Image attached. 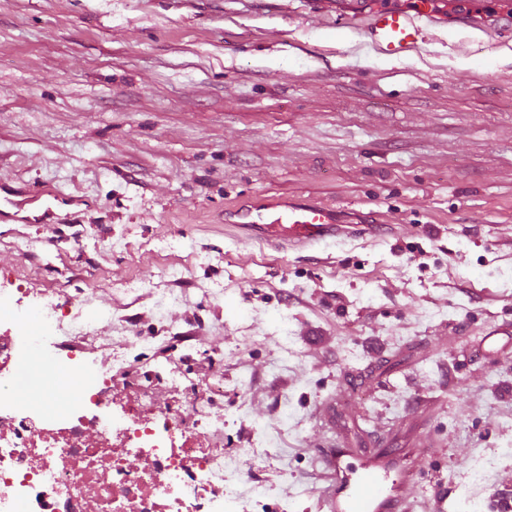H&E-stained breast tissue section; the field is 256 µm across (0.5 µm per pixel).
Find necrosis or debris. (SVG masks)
<instances>
[{"instance_id": "4bbe7bcc", "label": "necrosis or debris", "mask_w": 512, "mask_h": 512, "mask_svg": "<svg viewBox=\"0 0 512 512\" xmlns=\"http://www.w3.org/2000/svg\"><path fill=\"white\" fill-rule=\"evenodd\" d=\"M28 288H0V512H251L269 486L244 477L239 455L205 454L198 445L222 433L215 406L221 384L193 389L179 372L168 391L197 407L175 415L151 389H142L117 435L99 427L112 405V377L90 367L77 344L91 323L67 303L42 304L24 315ZM67 331L71 342L48 351L40 370H28L32 343ZM81 367L73 390L59 374ZM158 418H142L144 409ZM141 461L130 469L129 458Z\"/></svg>"}]
</instances>
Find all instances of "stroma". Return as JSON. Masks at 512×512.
<instances>
[{
	"mask_svg": "<svg viewBox=\"0 0 512 512\" xmlns=\"http://www.w3.org/2000/svg\"><path fill=\"white\" fill-rule=\"evenodd\" d=\"M481 3L388 57L379 0H0V177L79 201L0 221V282L109 312L80 344L114 415L223 378L205 447L244 449L256 512H318L294 490L339 448L423 449L418 512L512 495V6ZM268 200L342 234L234 227Z\"/></svg>",
	"mask_w": 512,
	"mask_h": 512,
	"instance_id": "stroma-1",
	"label": "stroma"
}]
</instances>
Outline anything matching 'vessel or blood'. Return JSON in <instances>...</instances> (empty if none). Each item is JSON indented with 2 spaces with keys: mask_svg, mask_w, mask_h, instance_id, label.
Wrapping results in <instances>:
<instances>
[{
  "mask_svg": "<svg viewBox=\"0 0 512 512\" xmlns=\"http://www.w3.org/2000/svg\"><path fill=\"white\" fill-rule=\"evenodd\" d=\"M424 0L414 12L386 10L375 13L370 30L376 45L388 56L413 50L418 42L420 18L428 17ZM38 192H21L0 181V218L11 209L41 200ZM245 225L254 227L260 238L275 242L312 244L336 232L332 209L316 204L273 201L239 211ZM358 465L345 464L346 449L339 448L326 460L334 471L335 483L321 497V512H410L412 473L399 457L363 448Z\"/></svg>",
  "mask_w": 512,
  "mask_h": 512,
  "instance_id": "obj_1",
  "label": "vessel or blood"
}]
</instances>
